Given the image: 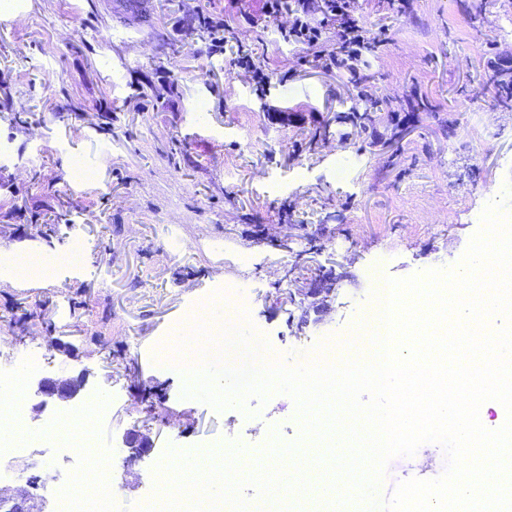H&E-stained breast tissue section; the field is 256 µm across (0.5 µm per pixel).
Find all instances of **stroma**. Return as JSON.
I'll return each mask as SVG.
<instances>
[{
	"label": "stroma",
	"mask_w": 512,
	"mask_h": 512,
	"mask_svg": "<svg viewBox=\"0 0 512 512\" xmlns=\"http://www.w3.org/2000/svg\"><path fill=\"white\" fill-rule=\"evenodd\" d=\"M265 0H0V340L26 381L87 369L110 404L93 448L54 446L61 411L21 414L35 438L23 462L59 487L92 460L112 467V505L131 512L157 450L246 444L269 421L295 428L297 410L272 396L261 418L182 395L161 358L191 315L227 322L225 285H244L251 324L275 357H314L367 317L379 278L458 265L479 231L476 213L512 178V107L484 81L512 69V0L465 12L459 0H362L367 80L301 65L285 42L291 18ZM218 21L211 36L200 18ZM269 69L256 84L237 53ZM370 113L375 137L360 116ZM41 256L32 286L13 257ZM336 269L332 309L295 331L276 297ZM40 347L38 369L26 368ZM156 447L125 466L123 431ZM446 468L441 446L393 458L378 494Z\"/></svg>",
	"instance_id": "obj_1"
}]
</instances>
